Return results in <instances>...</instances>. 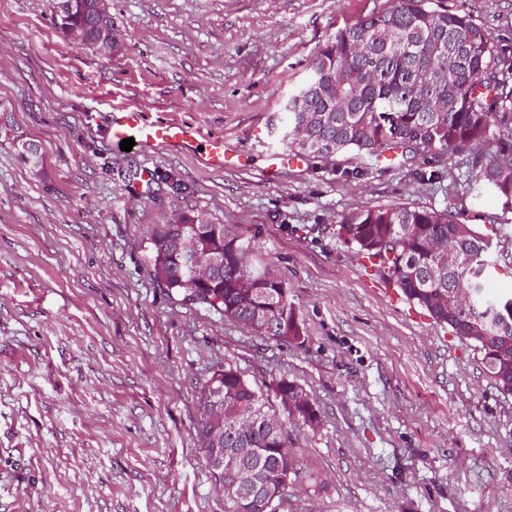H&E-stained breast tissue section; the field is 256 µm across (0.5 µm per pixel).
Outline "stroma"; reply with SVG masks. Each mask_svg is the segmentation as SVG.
Returning <instances> with one entry per match:
<instances>
[{
    "mask_svg": "<svg viewBox=\"0 0 512 512\" xmlns=\"http://www.w3.org/2000/svg\"><path fill=\"white\" fill-rule=\"evenodd\" d=\"M512 58V0H444ZM55 0H0V100L41 147L0 143V512H224L201 448V395L236 368L255 389L302 386L317 428L289 426L295 471L276 512H512V396L336 238V218L406 203L500 225L473 198L468 152L384 160L345 179L289 162L268 135L319 48L388 0H112L126 32L105 58L62 41ZM194 126L188 151L117 150L114 114ZM230 158L208 167L202 140ZM201 211L252 241L303 329L256 335L153 277L146 231Z\"/></svg>",
    "mask_w": 512,
    "mask_h": 512,
    "instance_id": "1",
    "label": "stroma"
}]
</instances>
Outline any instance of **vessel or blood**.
I'll return each mask as SVG.
<instances>
[{
  "instance_id": "vessel-or-blood-1",
  "label": "vessel or blood",
  "mask_w": 512,
  "mask_h": 512,
  "mask_svg": "<svg viewBox=\"0 0 512 512\" xmlns=\"http://www.w3.org/2000/svg\"><path fill=\"white\" fill-rule=\"evenodd\" d=\"M114 143L134 139L137 146L160 144L173 151L191 148L196 141L192 127L180 124H146L141 113L122 112L112 121Z\"/></svg>"
}]
</instances>
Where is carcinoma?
Here are the masks:
<instances>
[{
    "label": "carcinoma",
    "mask_w": 512,
    "mask_h": 512,
    "mask_svg": "<svg viewBox=\"0 0 512 512\" xmlns=\"http://www.w3.org/2000/svg\"><path fill=\"white\" fill-rule=\"evenodd\" d=\"M94 0H56L53 23L64 41L83 31L101 53ZM370 47L372 54L363 53ZM498 41L470 14L443 0H391V5L336 32L316 55L307 78L284 101L272 132L291 152L317 168L346 156L360 176L391 154L400 164L434 153L489 145L478 153L480 198L495 196L512 212V67H504ZM435 92L445 109H429L413 88ZM0 101V141L26 165L41 163L39 146L12 123ZM336 238L376 267L412 303L480 353L496 389L512 395V294L485 287L497 260L491 235L449 211L394 204L365 207L336 220ZM146 259L155 279L183 301L205 305L259 336L300 342L302 328L282 279L265 263L250 260L252 243L203 212L183 213L147 231ZM221 260L202 278L190 275L192 253ZM270 394L256 390L231 366L216 370L201 401V447L224 423V447L242 448L281 499L283 474L295 464L287 420L304 425L317 417L309 394L281 378ZM274 395L284 416L269 411ZM248 405L255 420L239 425L236 407ZM225 512H276L263 499L228 504Z\"/></svg>",
    "instance_id": "carcinoma-1"
}]
</instances>
